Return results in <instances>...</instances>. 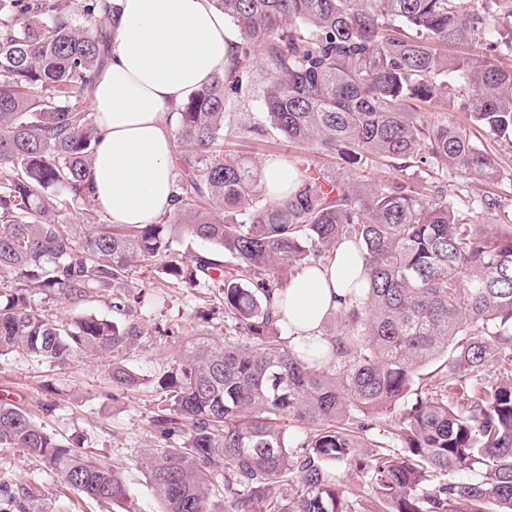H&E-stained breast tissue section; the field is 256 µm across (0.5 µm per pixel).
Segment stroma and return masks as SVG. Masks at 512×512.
Segmentation results:
<instances>
[{
    "label": "stroma",
    "mask_w": 512,
    "mask_h": 512,
    "mask_svg": "<svg viewBox=\"0 0 512 512\" xmlns=\"http://www.w3.org/2000/svg\"><path fill=\"white\" fill-rule=\"evenodd\" d=\"M225 146L261 173L271 158L288 164L308 159L329 173L344 171L333 155L318 154L288 142L273 129L261 135H229ZM142 290L138 314L148 328L168 326L171 337H151L132 351L127 363L143 385L113 399L103 360L79 358L55 366L14 356L0 358V397L27 409L53 434L76 439L107 465L118 466L128 489L132 512H159L141 461L147 449L161 445L152 420L160 405L158 379L174 373L176 354L187 340L202 334L224 339V305L216 288L166 287L154 271L136 273ZM0 512H116L111 503L96 501L70 488L43 463L22 449L0 447Z\"/></svg>",
    "instance_id": "35a3bbf8"
}]
</instances>
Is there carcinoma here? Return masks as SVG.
<instances>
[{"label": "carcinoma", "instance_id": "cac0c4a2", "mask_svg": "<svg viewBox=\"0 0 512 512\" xmlns=\"http://www.w3.org/2000/svg\"><path fill=\"white\" fill-rule=\"evenodd\" d=\"M240 36L230 67L175 116L186 170L177 225L228 257L173 256L171 224H102L84 107L118 0H0V358L66 365L107 356L112 399L143 385L125 362L149 335L133 267L213 284L224 343L180 349L158 381L164 441L143 459L160 512H512V212L496 194L451 200L444 175L512 181L448 113L512 136V0H215ZM262 50L263 107L279 135L399 175L367 181L297 166L266 201L232 150L230 96ZM497 217V223L485 221ZM345 240L363 244V297L339 312L328 358L281 336L274 295ZM113 300L120 321L54 318ZM433 364L431 373L424 367ZM435 382H429V377ZM403 406L396 421L386 417ZM309 428L287 436L290 424ZM0 447L43 460L72 488L125 504L121 472L0 398ZM30 299L31 304L39 310L58 315L62 318H77L83 314H92L99 319L107 320H118L120 318L115 308L112 307V301L107 298H102L100 301L93 303L83 310H75L67 307L65 304L57 303L56 301H48V299L41 295H33Z\"/></svg>", "mask_w": 512, "mask_h": 512}]
</instances>
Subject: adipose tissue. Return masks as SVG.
Returning a JSON list of instances; mask_svg holds the SVG:
<instances>
[{"instance_id": "1", "label": "adipose tissue", "mask_w": 512, "mask_h": 512, "mask_svg": "<svg viewBox=\"0 0 512 512\" xmlns=\"http://www.w3.org/2000/svg\"><path fill=\"white\" fill-rule=\"evenodd\" d=\"M108 60L87 106L102 137L94 199L116 224H152L175 207V129L170 116L228 68L237 31L213 0H120ZM361 250L346 241L278 296L288 343L326 352L324 321L360 295Z\"/></svg>"}]
</instances>
